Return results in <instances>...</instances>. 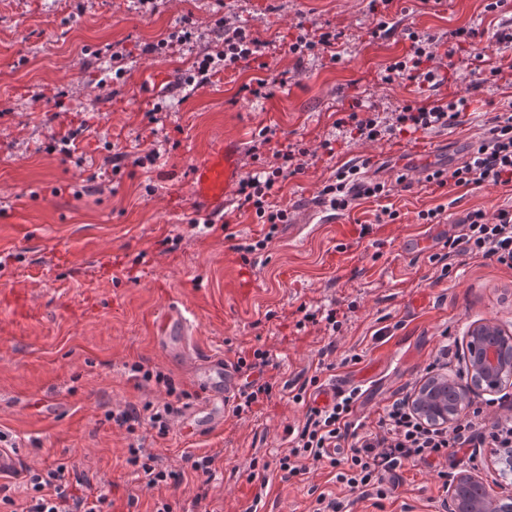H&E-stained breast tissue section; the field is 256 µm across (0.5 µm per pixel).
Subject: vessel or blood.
<instances>
[{"label":"vessel or blood","mask_w":512,"mask_h":512,"mask_svg":"<svg viewBox=\"0 0 512 512\" xmlns=\"http://www.w3.org/2000/svg\"><path fill=\"white\" fill-rule=\"evenodd\" d=\"M240 153L238 144L220 139L193 167V199L209 217L218 216L240 179ZM190 330L181 310L167 308L155 326L156 342L170 356L184 355ZM192 376L202 398L181 412L180 425L188 435L203 437L223 424L225 409L241 389V374L223 357L208 356L193 361Z\"/></svg>","instance_id":"vessel-or-blood-1"}]
</instances>
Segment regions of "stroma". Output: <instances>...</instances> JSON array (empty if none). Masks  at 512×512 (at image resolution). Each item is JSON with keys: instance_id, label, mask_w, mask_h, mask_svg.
Instances as JSON below:
<instances>
[{"instance_id": "35a3bbf8", "label": "stroma", "mask_w": 512, "mask_h": 512, "mask_svg": "<svg viewBox=\"0 0 512 512\" xmlns=\"http://www.w3.org/2000/svg\"><path fill=\"white\" fill-rule=\"evenodd\" d=\"M484 6L392 0L390 31L378 36L369 0H157L151 13L137 0H0V447L14 449L22 467H75L106 493L108 512H153L159 502L172 512H311L313 486L348 500L350 512H443V469L512 492V475L491 448L406 461L378 504L352 498L326 463L290 479L261 468L287 450L285 426L304 420L307 404L292 397L311 377L359 388L352 422L364 432L386 405L426 381L442 330L456 340L448 357L454 378L466 371L470 327L493 321L512 334V268L457 254L455 277L444 278L431 260L460 234L468 212L512 204V184L441 187L423 179L424 170L466 157L490 118L512 103V80L471 89L476 62L466 45L438 57L437 86L382 80L385 66L409 52L410 30L444 41L474 26L485 32L484 60L511 63L512 47L493 35L512 19V0L499 13ZM220 16L253 27L266 44L261 64L181 88L195 57L215 45ZM187 18L197 29L193 44L143 54ZM300 21L342 31L340 60L292 54ZM115 42L128 54L117 83L109 63ZM161 71L179 89L155 112L145 98ZM260 78L270 80V97L249 94ZM464 94L470 106L460 123L439 133L361 144L336 127L357 100L390 112ZM266 126L314 152L303 174L281 184L277 201L290 210L288 223H258L235 196L224 205V224L199 223L193 164L223 137L242 143V174L261 169L269 150L258 133ZM71 133L70 158L60 140ZM351 165L390 185L389 197L363 198L344 212L326 207L323 186ZM385 205L398 211L396 223H377ZM438 206L447 220L420 222V212ZM342 224L357 225L356 235L341 238ZM262 238L265 249L246 251ZM242 265L256 283L245 300L234 283ZM171 305L192 322L190 353L234 363L267 351L272 398L238 416L225 413L222 426L196 439L176 423L161 438L146 426L131 434L108 421L107 412L125 404L166 398L155 382L133 377L135 364L169 377L180 407L197 399L182 362L154 346L156 322ZM332 309L342 322L333 334L323 323ZM309 313L316 322L306 321ZM323 361L330 368L322 372ZM140 439L179 471L178 482L144 486L129 462ZM203 456L213 459L208 478L191 467Z\"/></svg>"}]
</instances>
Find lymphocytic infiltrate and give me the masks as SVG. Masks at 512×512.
Segmentation results:
<instances>
[{"label": "lymphocytic infiltrate", "instance_id": "f902f5d3", "mask_svg": "<svg viewBox=\"0 0 512 512\" xmlns=\"http://www.w3.org/2000/svg\"><path fill=\"white\" fill-rule=\"evenodd\" d=\"M215 27L219 31V44L183 77V85L203 86L219 72L237 69L241 63L262 57L265 44L250 26L222 17L216 20ZM408 38L411 51L385 67L383 82L404 77L420 84L436 83L438 69L434 61L438 40L416 31L409 32ZM468 107V98L461 96L430 105H405L383 117L356 102L336 124L352 140L375 143L398 132L428 133L450 128L459 124ZM276 135L275 128H263L259 133L261 145L271 146ZM309 154V149L298 143L272 148L270 160L240 181L241 205L253 208L262 223H287V209L273 201L274 188L279 182L303 173ZM425 179L440 185L451 179L465 187L512 183V113L495 116L489 138L472 148L460 166L449 171H427ZM321 194L333 209L343 211L358 198H381L388 191L384 183L360 180L357 169L351 168L337 173L335 181L325 185ZM461 224V234L447 241L449 252L465 251L512 268V205L500 207L491 214L479 209L471 211ZM132 371L144 381L164 385L168 399L163 403L125 405L110 411L109 419L131 434L146 425L157 436H166L172 418L178 413L170 400L174 387L163 373L143 370L137 364ZM358 398V389L339 391L333 405L311 409L302 424L286 426L284 433L289 448L277 458L278 470L297 477L306 474L308 462L326 460L338 466L337 482L360 492L361 496L382 500L391 491L387 478L393 477L406 460L443 457L452 448H512L511 415L493 416L478 407L471 416L460 417L451 425L434 426L421 420L403 398L384 407L377 431L355 434L351 431L350 418ZM345 442L350 445L349 453L337 457V448ZM26 475L30 493L23 503H15L7 494L0 496V503L12 506L13 512H104L106 495L93 492L89 482L72 475L66 463H57L43 473L30 469Z\"/></svg>", "mask_w": 512, "mask_h": 512}]
</instances>
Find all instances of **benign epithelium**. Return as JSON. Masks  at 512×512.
I'll return each mask as SVG.
<instances>
[{"instance_id": "7a95c632", "label": "benign epithelium", "mask_w": 512, "mask_h": 512, "mask_svg": "<svg viewBox=\"0 0 512 512\" xmlns=\"http://www.w3.org/2000/svg\"><path fill=\"white\" fill-rule=\"evenodd\" d=\"M466 366L467 380L457 381L445 374L437 375L442 386L449 389L451 402L432 408L428 404L429 388L422 385L414 392L409 405L421 418L432 423L450 424L461 414L471 397L481 392L495 393L512 380V337L495 323L484 322L472 326L467 332ZM482 483L474 475H457L448 486V512H459L460 498L471 487ZM473 512H512V497H500L492 493L473 501Z\"/></svg>"}]
</instances>
